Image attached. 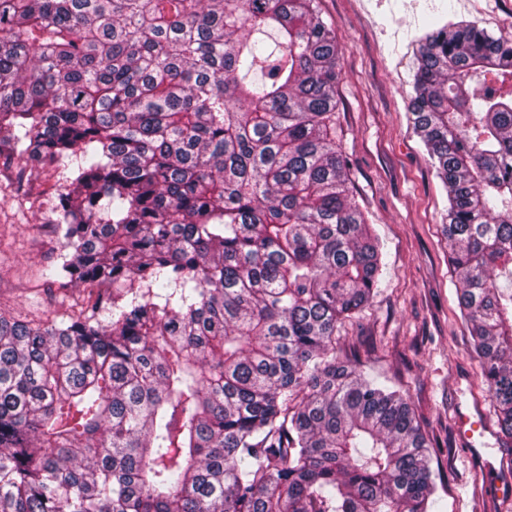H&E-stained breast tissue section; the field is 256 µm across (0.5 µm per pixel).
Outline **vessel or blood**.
<instances>
[{
	"mask_svg": "<svg viewBox=\"0 0 512 512\" xmlns=\"http://www.w3.org/2000/svg\"><path fill=\"white\" fill-rule=\"evenodd\" d=\"M455 419L458 439L464 446L478 478L486 488H489L493 497L499 500H511L512 473L497 469L493 462L485 458L483 449L474 445L475 436L490 435L494 432L482 408L477 405L470 408L456 405Z\"/></svg>",
	"mask_w": 512,
	"mask_h": 512,
	"instance_id": "1",
	"label": "vessel or blood"
}]
</instances>
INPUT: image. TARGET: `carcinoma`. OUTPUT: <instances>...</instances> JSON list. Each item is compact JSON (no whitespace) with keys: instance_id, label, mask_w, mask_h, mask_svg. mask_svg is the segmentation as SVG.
Segmentation results:
<instances>
[{"instance_id":"carcinoma-1","label":"carcinoma","mask_w":512,"mask_h":512,"mask_svg":"<svg viewBox=\"0 0 512 512\" xmlns=\"http://www.w3.org/2000/svg\"><path fill=\"white\" fill-rule=\"evenodd\" d=\"M318 0H0V159L52 164L68 321L0 315V512H434L411 402L336 353L382 245ZM409 113L512 439V39L420 38Z\"/></svg>"}]
</instances>
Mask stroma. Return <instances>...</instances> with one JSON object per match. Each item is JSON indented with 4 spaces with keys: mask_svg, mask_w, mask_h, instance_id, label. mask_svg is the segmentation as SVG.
<instances>
[{
    "mask_svg": "<svg viewBox=\"0 0 512 512\" xmlns=\"http://www.w3.org/2000/svg\"><path fill=\"white\" fill-rule=\"evenodd\" d=\"M336 32V144L350 186L384 244L371 305L338 333V353L405 391L437 450V512H502L473 480L452 420L455 402L489 406L480 360L461 317L443 234L447 193L409 122L418 39L430 20H468L499 34L512 0H320ZM62 187L54 168L0 167V314L61 322L81 288L49 287L44 270L60 249L51 210Z\"/></svg>",
    "mask_w": 512,
    "mask_h": 512,
    "instance_id": "1",
    "label": "stroma"
}]
</instances>
